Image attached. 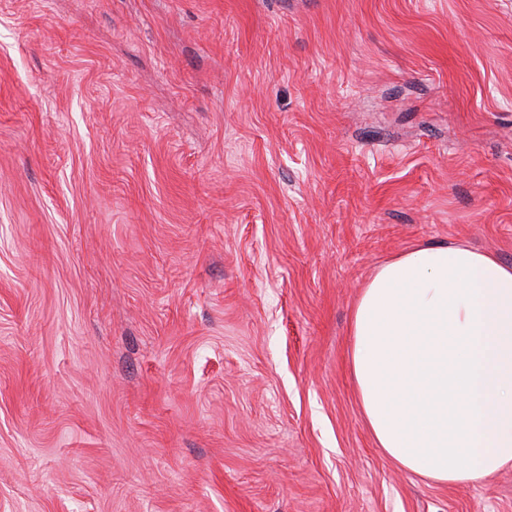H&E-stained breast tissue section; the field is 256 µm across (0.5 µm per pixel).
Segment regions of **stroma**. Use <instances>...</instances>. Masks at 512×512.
<instances>
[{
  "label": "stroma",
  "mask_w": 512,
  "mask_h": 512,
  "mask_svg": "<svg viewBox=\"0 0 512 512\" xmlns=\"http://www.w3.org/2000/svg\"><path fill=\"white\" fill-rule=\"evenodd\" d=\"M458 239L512 263V0H0V512H512L349 371Z\"/></svg>",
  "instance_id": "35a3bbf8"
}]
</instances>
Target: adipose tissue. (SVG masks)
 Instances as JSON below:
<instances>
[{
    "instance_id": "adipose-tissue-1",
    "label": "adipose tissue",
    "mask_w": 512,
    "mask_h": 512,
    "mask_svg": "<svg viewBox=\"0 0 512 512\" xmlns=\"http://www.w3.org/2000/svg\"><path fill=\"white\" fill-rule=\"evenodd\" d=\"M350 368L378 448L450 486L512 466V264L462 242L378 265L350 320Z\"/></svg>"
}]
</instances>
